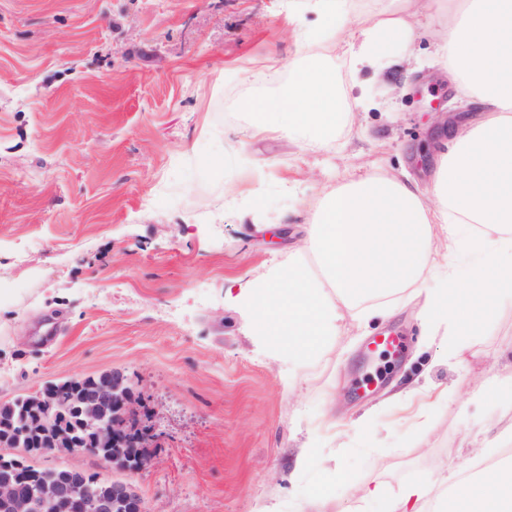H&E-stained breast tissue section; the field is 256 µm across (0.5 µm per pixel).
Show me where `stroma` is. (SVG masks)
<instances>
[{
    "instance_id": "stroma-1",
    "label": "stroma",
    "mask_w": 512,
    "mask_h": 512,
    "mask_svg": "<svg viewBox=\"0 0 512 512\" xmlns=\"http://www.w3.org/2000/svg\"><path fill=\"white\" fill-rule=\"evenodd\" d=\"M312 0H0V405L51 381L124 374L157 438L144 469L75 453L29 464L134 487L145 512H387L512 446V302L451 354L419 318L345 315L296 380L224 299L287 269L343 176L407 174L431 201L442 115L463 112L435 57L444 0L405 13L381 71L323 57L354 117L319 145L258 132L320 27ZM405 339L369 370L371 336ZM308 453L304 470L294 468ZM437 482L429 484H410L405 486L394 503L388 505L387 512H423V504L431 498Z\"/></svg>"
}]
</instances>
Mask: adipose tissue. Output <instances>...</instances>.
<instances>
[{"mask_svg": "<svg viewBox=\"0 0 512 512\" xmlns=\"http://www.w3.org/2000/svg\"><path fill=\"white\" fill-rule=\"evenodd\" d=\"M314 8L354 75L380 67L386 37L406 30L392 8L353 37L337 23L347 0H316ZM446 27L439 51L481 116L449 126L433 204L386 170L343 180L324 196L307 244L288 269L273 271L257 287L224 293L249 318L254 335L287 362L289 377L321 355L344 311L377 314L374 300L403 291L423 298L425 320L447 322L452 346L479 318L512 300V0H448ZM251 109L284 118V132L320 143L351 120L336 70L326 64L301 66L290 90L254 100ZM463 249L478 256L468 283L453 294L427 287L432 270L443 282L454 281L451 258ZM433 489L410 484L392 500L378 484L364 496L389 500V512H422ZM451 498L462 512H512V468L490 480L455 483Z\"/></svg>", "mask_w": 512, "mask_h": 512, "instance_id": "ef3b65f1", "label": "adipose tissue"}]
</instances>
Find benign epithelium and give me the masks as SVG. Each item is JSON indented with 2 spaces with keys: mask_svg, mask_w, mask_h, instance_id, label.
<instances>
[{
  "mask_svg": "<svg viewBox=\"0 0 512 512\" xmlns=\"http://www.w3.org/2000/svg\"><path fill=\"white\" fill-rule=\"evenodd\" d=\"M58 398L57 391L45 387L26 400L31 434L48 443L44 448L46 454L85 452L97 456L100 449L107 448L109 452L103 459L109 465L123 469L141 449L149 447L154 438L151 432L138 425L135 426L138 435L134 439L124 438L120 421L134 422V412L129 406L124 379L118 373L110 374L104 383L81 395L79 410L88 419L91 429L90 441L84 445L75 444L65 423L51 414ZM20 480L34 485L37 492L25 494L14 483L1 482L0 504L8 512H34L38 502L53 512H143L140 497L130 486L115 483L112 496L104 498L87 485V478L81 472L74 473L65 486L40 481L36 471L23 473Z\"/></svg>",
  "mask_w": 512,
  "mask_h": 512,
  "instance_id": "1",
  "label": "benign epithelium"
}]
</instances>
